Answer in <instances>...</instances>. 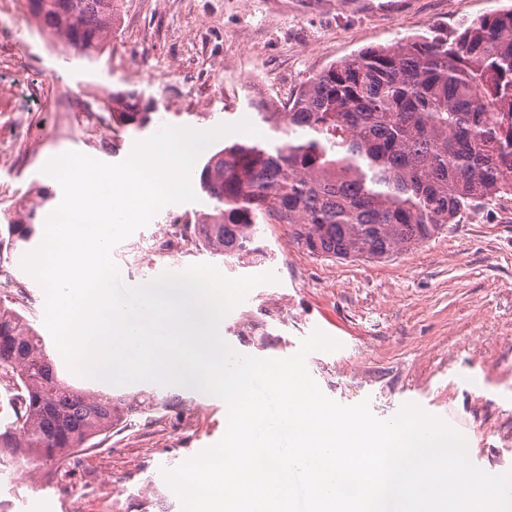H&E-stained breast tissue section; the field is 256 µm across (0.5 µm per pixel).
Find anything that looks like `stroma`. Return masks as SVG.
Returning <instances> with one entry per match:
<instances>
[{
    "mask_svg": "<svg viewBox=\"0 0 512 512\" xmlns=\"http://www.w3.org/2000/svg\"><path fill=\"white\" fill-rule=\"evenodd\" d=\"M512 0H123L121 20L101 55L61 67L56 38L40 33L25 0H0V213L21 218L42 199L34 244L62 199L45 167L79 152L118 163L144 132L112 130L101 101L116 89L150 100L151 128L210 130L251 114L255 102L286 104L300 85L359 50L417 37H455ZM211 201L171 203L116 245L112 258L132 286L207 263L235 279L271 274L219 325L223 340L263 360L294 356L322 332L338 349L307 354L322 392L343 405L369 400L379 419L409 403L454 425L468 454L488 472L512 473V195L461 214L431 240L385 262L320 258L292 244L283 224H264L267 257L229 270L224 259L183 242L157 255L163 227L208 211ZM25 250L0 244V264L19 281L40 317L45 293L23 268ZM274 314L265 343L241 335L261 309ZM127 391L180 398L164 417L135 416L133 428L100 436L80 466L19 487L0 470L8 512H183L165 471L218 443L224 402L194 388L153 381Z\"/></svg>",
    "mask_w": 512,
    "mask_h": 512,
    "instance_id": "35a3bbf8",
    "label": "stroma"
}]
</instances>
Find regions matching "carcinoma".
<instances>
[{"mask_svg": "<svg viewBox=\"0 0 512 512\" xmlns=\"http://www.w3.org/2000/svg\"><path fill=\"white\" fill-rule=\"evenodd\" d=\"M41 30L92 60L117 23L116 0H27ZM117 126L146 127L136 92L114 91ZM272 132L234 141L200 171L212 209L185 230L235 266L264 256L260 224H286L314 256L386 260L439 234L463 212L512 194V6L453 40L435 37L360 50L301 84L284 111L253 105ZM6 224L28 244L30 221ZM21 375L0 448L46 462L89 442L143 406L134 395L87 394L59 377L43 336L0 299V370Z\"/></svg>", "mask_w": 512, "mask_h": 512, "instance_id": "cac0c4a2", "label": "carcinoma"}]
</instances>
